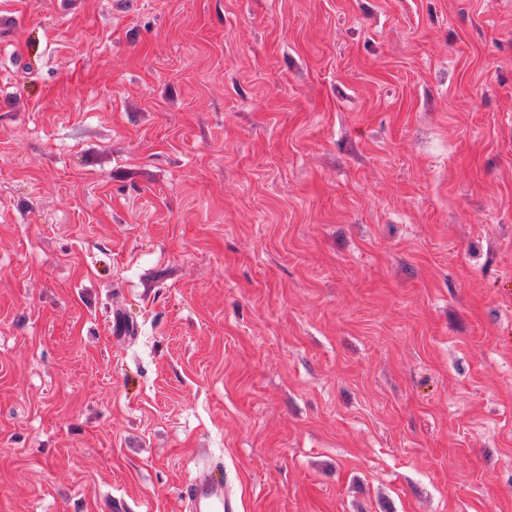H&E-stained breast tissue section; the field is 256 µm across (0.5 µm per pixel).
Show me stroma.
<instances>
[{
  "mask_svg": "<svg viewBox=\"0 0 512 512\" xmlns=\"http://www.w3.org/2000/svg\"><path fill=\"white\" fill-rule=\"evenodd\" d=\"M512 512V0H0V512ZM180 496L186 512H238L239 503L224 490V482L206 469L184 485Z\"/></svg>",
  "mask_w": 512,
  "mask_h": 512,
  "instance_id": "1",
  "label": "stroma"
}]
</instances>
